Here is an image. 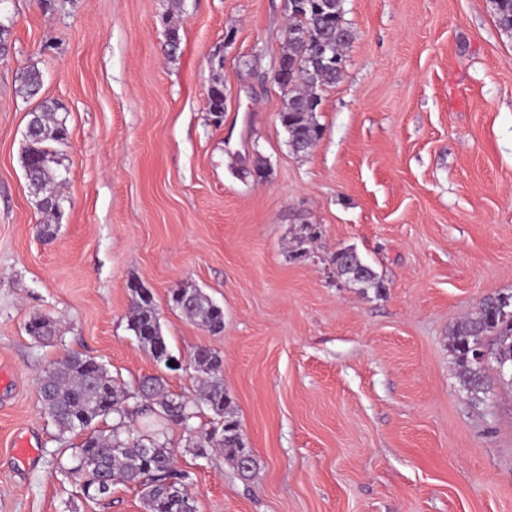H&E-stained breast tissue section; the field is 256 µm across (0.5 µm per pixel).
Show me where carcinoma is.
Masks as SVG:
<instances>
[{"instance_id": "carcinoma-1", "label": "carcinoma", "mask_w": 512, "mask_h": 512, "mask_svg": "<svg viewBox=\"0 0 512 512\" xmlns=\"http://www.w3.org/2000/svg\"><path fill=\"white\" fill-rule=\"evenodd\" d=\"M304 4V10L288 14V49L280 61L288 68V78L281 83L285 100L279 118L288 134V146L296 154L308 153L322 137V127L316 120L319 90L343 78L337 60L343 58L345 46L353 39L345 19L344 0H304ZM492 5L499 28L512 34V0H492ZM306 35L317 38L324 46L323 60H308L313 45L303 40ZM222 69L221 61L211 66L208 112L214 119L224 113ZM41 86L39 70L28 67L20 73V94L35 96ZM59 109L54 101L40 103L26 131L22 152V164L37 196V207L51 220L59 219L57 206L62 204L60 180L54 169L57 152L52 144L61 145L68 139L67 116L60 115ZM332 262L338 276L349 283L377 291L385 288L383 279L353 248L339 249ZM169 304L214 334L224 329V310L197 288L174 289ZM128 327L156 362L167 361L170 351L153 297L133 298ZM27 330L34 339L48 341L55 337L56 321L48 315L38 316L28 322ZM448 349L457 366L460 389L469 400L480 402L490 393L492 376L500 388L512 391V300L501 295L484 298L475 312L450 328ZM222 366L220 353L202 346L190 360V367L201 374L192 400L168 394L161 377L147 376L139 383V401L130 407L125 402L131 396L120 390L95 358L68 353L57 360L41 380L39 393L45 414L60 431H89L66 468L83 495L93 499L108 493L109 478L144 487L147 512H198L197 499L188 486L176 491L169 484L174 473V451L161 441L163 431L149 423L146 429L136 432L127 420L157 410L166 421L191 431L192 420L205 407L226 421L232 420V425L217 438L209 436L193 443L194 455L204 457L207 449L218 450L237 470H242L243 441L220 378ZM109 416L115 420L110 432L92 429L96 420Z\"/></svg>"}]
</instances>
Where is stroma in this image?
Masks as SVG:
<instances>
[{
  "label": "stroma",
  "mask_w": 512,
  "mask_h": 512,
  "mask_svg": "<svg viewBox=\"0 0 512 512\" xmlns=\"http://www.w3.org/2000/svg\"><path fill=\"white\" fill-rule=\"evenodd\" d=\"M344 10V76L321 90L322 137L298 155L272 80L286 0H0V512H145L138 487L90 500L65 479L79 439L38 393L78 352L127 391L159 376L194 395V370L156 363L129 331L133 282L176 358L220 352L257 462L245 480L220 453L193 455L210 410L192 431L167 425L199 512H512V394L471 403L448 350L457 320L512 294V36L491 0ZM216 53L219 126L206 99ZM33 65L43 85L26 98L18 75ZM43 100L68 113L51 226L21 163ZM304 224L318 237L297 258ZM348 246L384 291L337 279L331 257ZM184 286L223 308L222 333L170 308ZM39 315L57 322L51 342L26 331Z\"/></svg>",
  "instance_id": "stroma-1"
}]
</instances>
